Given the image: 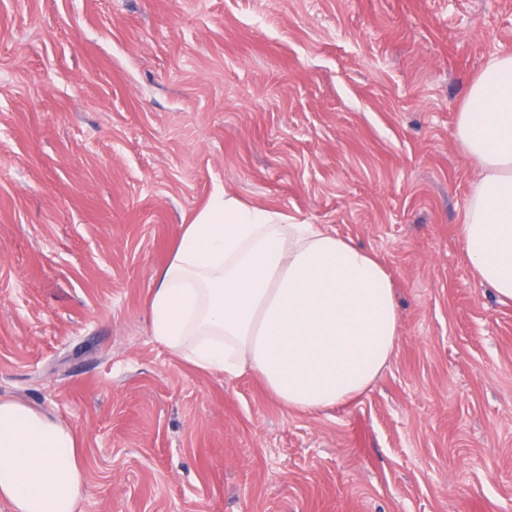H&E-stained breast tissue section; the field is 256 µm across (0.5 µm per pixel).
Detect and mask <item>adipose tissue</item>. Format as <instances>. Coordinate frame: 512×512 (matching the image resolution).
Here are the masks:
<instances>
[{"mask_svg":"<svg viewBox=\"0 0 512 512\" xmlns=\"http://www.w3.org/2000/svg\"><path fill=\"white\" fill-rule=\"evenodd\" d=\"M454 136L476 165L461 237L471 265L512 300V53L470 84ZM153 340L197 370L258 378L284 407L356 400L391 362L399 315L376 257L322 224L217 193L180 231L147 301ZM79 438L0 400V500L13 512H76Z\"/></svg>","mask_w":512,"mask_h":512,"instance_id":"obj_1","label":"adipose tissue"}]
</instances>
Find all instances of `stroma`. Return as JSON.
Segmentation results:
<instances>
[{"label": "stroma", "instance_id": "1", "mask_svg": "<svg viewBox=\"0 0 512 512\" xmlns=\"http://www.w3.org/2000/svg\"><path fill=\"white\" fill-rule=\"evenodd\" d=\"M512 0H0V400L81 437L79 512H512V301L453 131ZM218 192L381 262L372 390L319 413L151 337Z\"/></svg>", "mask_w": 512, "mask_h": 512}]
</instances>
